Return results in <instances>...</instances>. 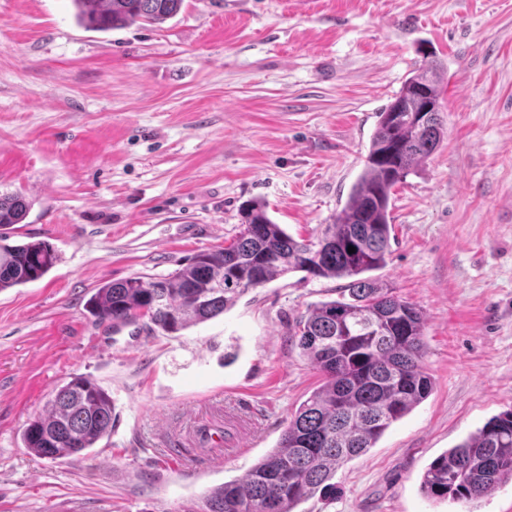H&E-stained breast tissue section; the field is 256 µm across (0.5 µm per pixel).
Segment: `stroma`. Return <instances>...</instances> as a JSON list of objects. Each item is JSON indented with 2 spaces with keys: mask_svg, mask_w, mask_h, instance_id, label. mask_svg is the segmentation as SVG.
Returning <instances> with one entry per match:
<instances>
[{
  "mask_svg": "<svg viewBox=\"0 0 512 512\" xmlns=\"http://www.w3.org/2000/svg\"><path fill=\"white\" fill-rule=\"evenodd\" d=\"M427 49L447 67V134L392 189L375 276L422 311L433 389L294 512H512V479L471 501L420 488L512 409V0H185L108 33L71 0H0V190L33 202L13 240L60 255L0 291V512H185L277 445L320 384L295 323L345 280L282 275L170 336L86 301L223 246L251 199L318 235ZM76 376L111 395V437L80 459L31 454L25 423ZM201 425L230 429L223 457L200 453Z\"/></svg>",
  "mask_w": 512,
  "mask_h": 512,
  "instance_id": "1",
  "label": "stroma"
}]
</instances>
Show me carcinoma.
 <instances>
[{"label":"carcinoma","instance_id":"carcinoma-1","mask_svg":"<svg viewBox=\"0 0 512 512\" xmlns=\"http://www.w3.org/2000/svg\"><path fill=\"white\" fill-rule=\"evenodd\" d=\"M184 0H72L77 22L98 32L160 25ZM378 112L364 169L349 200L320 235L298 241L260 202L240 210L241 231L223 247L202 251L159 279L104 284L89 313L112 324L147 320L177 333L232 307L246 290L291 272L349 279L348 295L314 305L294 336L322 384L295 411L276 447L242 479L210 489L189 512H293L317 494L336 492V470L375 446L396 421L425 400L432 379L423 358L424 318L392 288L367 276L390 255L391 190L426 161L445 136L442 77L434 53ZM32 202L0 192V227L20 224ZM355 252L348 253V247ZM46 241L9 242L0 234V290L34 282L57 263ZM112 398L89 378L60 387L46 411L22 430L24 447L41 458L76 459L112 432ZM512 478V410L436 457L421 491L431 499H477Z\"/></svg>","mask_w":512,"mask_h":512}]
</instances>
